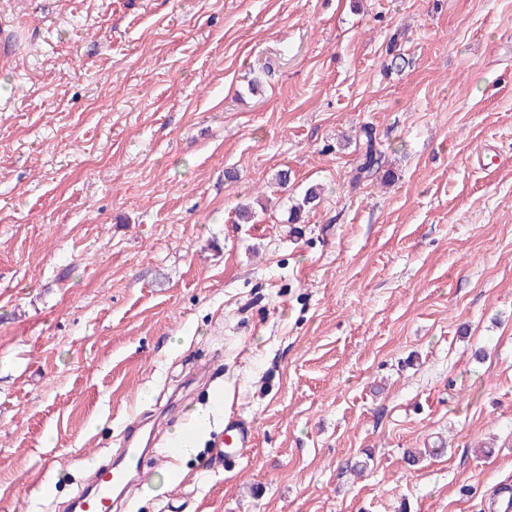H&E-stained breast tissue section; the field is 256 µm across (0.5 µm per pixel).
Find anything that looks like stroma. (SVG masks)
Masks as SVG:
<instances>
[{
    "mask_svg": "<svg viewBox=\"0 0 512 512\" xmlns=\"http://www.w3.org/2000/svg\"><path fill=\"white\" fill-rule=\"evenodd\" d=\"M0 39V512H64L211 365L253 447L145 452L121 512L512 484V0H0Z\"/></svg>",
    "mask_w": 512,
    "mask_h": 512,
    "instance_id": "1",
    "label": "stroma"
}]
</instances>
